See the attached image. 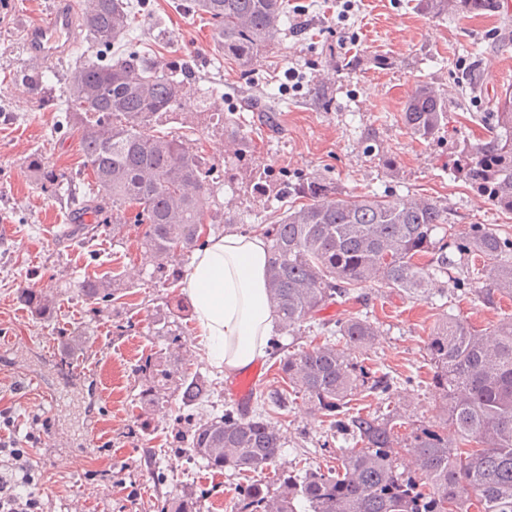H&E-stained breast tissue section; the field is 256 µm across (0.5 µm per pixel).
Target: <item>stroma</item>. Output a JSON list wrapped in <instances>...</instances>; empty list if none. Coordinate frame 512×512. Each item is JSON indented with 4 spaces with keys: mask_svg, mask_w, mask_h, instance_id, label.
<instances>
[{
    "mask_svg": "<svg viewBox=\"0 0 512 512\" xmlns=\"http://www.w3.org/2000/svg\"><path fill=\"white\" fill-rule=\"evenodd\" d=\"M290 10L275 42L261 51L250 70L215 57L212 26L188 13L190 0H144L123 50L157 55L175 65L190 63L199 87L209 91L208 110L170 120L166 131L196 140L220 170L208 208L230 209L245 229L273 224L288 207L286 188L321 177L344 193H375L411 200L425 196L447 209L448 222L436 237L466 238L484 224L512 239V215L499 211L458 178L452 163L463 143H477L478 122L489 99L512 87V0H501L496 15L431 17L417 0H288ZM58 0H0V402L13 408L21 431L48 425L34 455L35 474L47 512H155L160 496L201 490L210 495L202 512H233L235 488L250 475L209 470L182 453L176 404L142 405L144 382L138 361L153 357L177 374L213 384L215 406L230 402L232 377L209 363L196 334L194 316L179 322L178 340L153 335V321L169 300L185 299L186 281L175 289L144 281L138 262L140 230L127 224L122 243L111 225H101L85 244L66 236L71 196H83L90 173L83 167L79 137L60 127L54 105L21 96L13 75L25 67L28 26L50 15ZM94 48L83 26H75L69 48L48 63L47 82L62 95L66 77ZM353 67H345V59ZM481 85L467 96L463 76ZM426 82L448 101V123L438 137L413 138L401 121L417 84ZM213 112L234 113L238 126L213 127ZM243 140L242 154L225 151L228 140ZM40 153L61 172L68 193L36 189L26 158ZM123 274L125 285L108 308L77 292L84 276ZM442 300H415L373 286L361 301L324 310L327 319L368 313L379 334L360 356L372 370L397 380L386 404L403 415L402 433L421 424H443L442 403L431 384L427 344L435 322L451 313L485 329L500 309L477 295L456 301L448 279L439 282ZM35 289L51 298L54 310L40 318L20 299ZM263 383L247 408L265 407L277 422L285 446L277 466L326 467L336 463L342 441L326 418L298 394L284 405L260 398L282 388L279 358L262 360ZM96 422V440L84 428Z\"/></svg>",
    "mask_w": 512,
    "mask_h": 512,
    "instance_id": "obj_1",
    "label": "stroma"
}]
</instances>
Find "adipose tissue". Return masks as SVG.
<instances>
[{
  "instance_id": "obj_1",
  "label": "adipose tissue",
  "mask_w": 512,
  "mask_h": 512,
  "mask_svg": "<svg viewBox=\"0 0 512 512\" xmlns=\"http://www.w3.org/2000/svg\"><path fill=\"white\" fill-rule=\"evenodd\" d=\"M268 241L264 233L211 236L185 277L188 298L208 360L225 374L266 357L279 317L266 290Z\"/></svg>"
}]
</instances>
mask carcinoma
Segmentation results:
<instances>
[{
    "instance_id": "cac0c4a2",
    "label": "carcinoma",
    "mask_w": 512,
    "mask_h": 512,
    "mask_svg": "<svg viewBox=\"0 0 512 512\" xmlns=\"http://www.w3.org/2000/svg\"><path fill=\"white\" fill-rule=\"evenodd\" d=\"M417 7L432 17L495 14L500 0H418ZM189 8L212 21L214 51L243 69L274 42L288 17V0H190ZM134 20L130 0H88L83 12L90 40L106 53L84 60L67 77L65 121L79 134L93 181L66 235L95 236L98 226L85 222L88 214L103 216L114 237L131 219L145 225L141 260L149 267V281L166 288L182 278L179 269L169 268V257L205 246L198 225L222 218L231 231L235 217L206 214L205 195L214 192L216 167L199 147L184 135L155 131L185 108L204 103L191 88V71L155 55L112 54ZM19 76L42 104L53 101L42 67L31 66ZM488 109L487 138L464 144L453 166L498 210L512 214V87ZM402 121L414 137L427 141L448 123V105L435 87L420 83L405 103ZM26 167L38 188L61 190V175L40 154L29 155ZM287 195L288 209L265 231L269 298L282 330L293 332L307 323L324 342L281 359V379L350 445L338 449L334 471H281L276 460L283 435L266 411L246 416L227 406L220 415L202 418L211 386L181 375L173 393L187 422L188 459L217 471L259 475L239 486L234 512H471L473 507L512 512V313L502 314L489 331L448 314L434 326L428 343L432 383L441 395L445 423L456 433L453 442L435 425L402 439L397 414L350 411L355 394L381 399L394 377L359 364L358 356L377 336L369 317H320L375 283L408 298L431 297L439 276L456 268L450 250L483 261L487 279L478 296L495 308L512 297V240L483 224L473 225L461 242L435 240L433 232L448 217L428 198L408 203L376 194L349 197L321 178L290 183ZM117 281V276L89 275L77 288L85 299L107 306ZM22 301L38 314L51 309L40 292L27 291ZM185 309L180 302L169 309L155 321L154 335H176L173 326ZM137 371L152 379L139 400L158 404L159 387L173 374L148 357ZM404 451L413 459L411 473L399 471ZM268 471L273 476L266 481L262 475ZM206 496L166 495L158 509L201 512Z\"/></svg>"
}]
</instances>
